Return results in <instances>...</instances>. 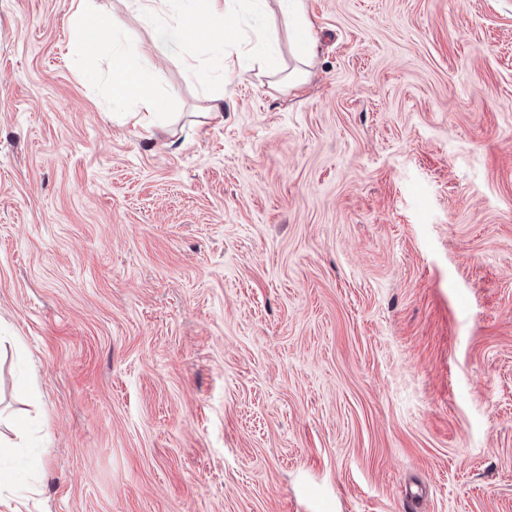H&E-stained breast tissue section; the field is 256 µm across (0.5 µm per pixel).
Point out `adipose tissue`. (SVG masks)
<instances>
[{
	"mask_svg": "<svg viewBox=\"0 0 512 512\" xmlns=\"http://www.w3.org/2000/svg\"><path fill=\"white\" fill-rule=\"evenodd\" d=\"M130 5L153 25L150 44L153 56L175 61L188 78H199V64L183 53L182 46L188 39L201 36L219 58L225 82L241 75L245 58L242 53L228 49L240 31V17L235 11L219 7L214 0L205 8L199 0H130ZM279 10L283 24L291 28L298 53L312 56L317 40L306 21L305 0H279ZM76 14V38L91 52L106 50L112 54L113 105L127 110L135 125L146 130L152 128L162 118L166 105L162 95L149 89L153 76L134 69L128 60L129 49L108 39L105 18L89 15L83 4L77 5Z\"/></svg>",
	"mask_w": 512,
	"mask_h": 512,
	"instance_id": "adipose-tissue-1",
	"label": "adipose tissue"
}]
</instances>
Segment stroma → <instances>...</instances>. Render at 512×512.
Wrapping results in <instances>:
<instances>
[{"label": "stroma", "instance_id": "1", "mask_svg": "<svg viewBox=\"0 0 512 512\" xmlns=\"http://www.w3.org/2000/svg\"><path fill=\"white\" fill-rule=\"evenodd\" d=\"M74 11L0 0V512H512V0H306L215 118L143 55L148 131ZM279 10L282 22L288 31L291 27V35L298 53L302 57H310L314 54L317 40L306 21L305 0H279Z\"/></svg>", "mask_w": 512, "mask_h": 512}]
</instances>
